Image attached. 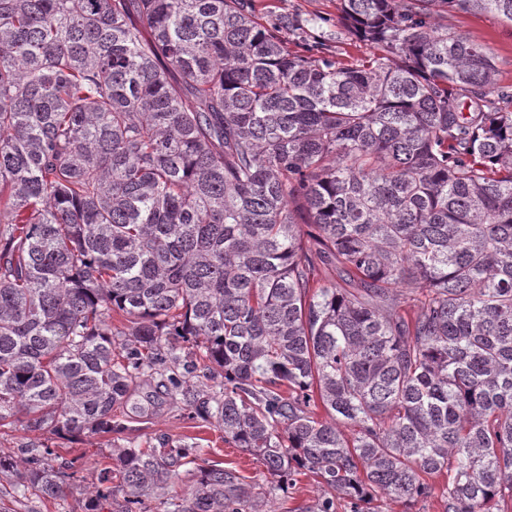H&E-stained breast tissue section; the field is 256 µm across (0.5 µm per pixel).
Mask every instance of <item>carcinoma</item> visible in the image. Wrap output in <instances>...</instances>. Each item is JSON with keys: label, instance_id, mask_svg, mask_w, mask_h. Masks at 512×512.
Instances as JSON below:
<instances>
[{"label": "carcinoma", "instance_id": "cac0c4a2", "mask_svg": "<svg viewBox=\"0 0 512 512\" xmlns=\"http://www.w3.org/2000/svg\"><path fill=\"white\" fill-rule=\"evenodd\" d=\"M338 2L356 64L256 0H0V434L48 435L0 512L63 497L54 440L124 433L146 380L313 512L443 473L444 512H512V88L445 24L512 0ZM197 453L113 446L82 512L184 474L167 512H270ZM295 479L288 490L272 493L270 505L275 512H305L321 496V489L311 475H299Z\"/></svg>", "mask_w": 512, "mask_h": 512}]
</instances>
